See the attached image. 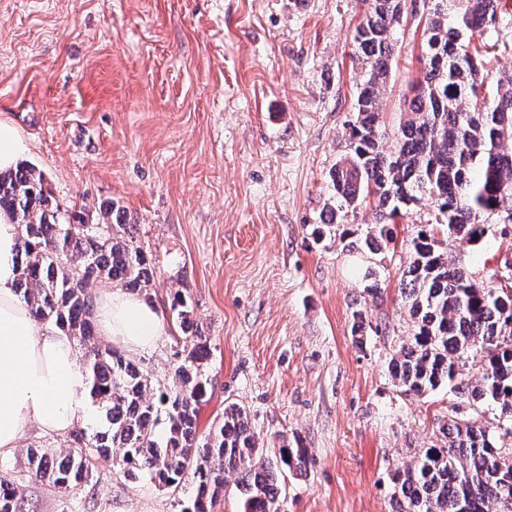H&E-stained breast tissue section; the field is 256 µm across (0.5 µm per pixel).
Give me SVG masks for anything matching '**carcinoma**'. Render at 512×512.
<instances>
[{"mask_svg": "<svg viewBox=\"0 0 512 512\" xmlns=\"http://www.w3.org/2000/svg\"><path fill=\"white\" fill-rule=\"evenodd\" d=\"M354 47L363 64L348 124L347 152L331 173L336 213L372 206L364 238L375 254L387 225L422 201L443 217L448 232L475 242L484 218L512 223V76L485 94L495 40L473 39L502 23L501 0H462L455 12L432 0L426 17L425 76L411 90L398 134L387 144L380 103L396 52L395 30L405 0H363ZM0 210L20 227L16 292L39 321L52 320L75 341L90 396L105 410L108 427L76 430L66 448H31L26 477L65 495L104 470L145 475L165 489L196 484L180 512H216L235 474L240 512H285L280 475L307 465L304 448H281L276 461L261 458L247 412L237 404L204 437L197 405L206 393L210 355L193 309L176 295L172 319L183 333L181 363L163 381L102 343L93 323L90 285L111 281L139 294L154 276L152 262L135 242L136 225L112 202L102 219L65 214L52 206L44 175L29 164L0 172ZM413 260L400 294L415 332L401 347L391 373L402 393L422 396L443 385L474 402H493L512 419V291L485 288L448 260L432 229L412 239ZM478 366L471 380L462 367ZM440 447L426 448L395 479L396 512H512V448L496 447L489 430L448 420ZM20 482L0 471V512H17Z\"/></svg>", "mask_w": 512, "mask_h": 512, "instance_id": "cac0c4a2", "label": "carcinoma"}]
</instances>
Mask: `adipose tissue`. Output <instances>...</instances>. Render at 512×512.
<instances>
[{"instance_id": "obj_1", "label": "adipose tissue", "mask_w": 512, "mask_h": 512, "mask_svg": "<svg viewBox=\"0 0 512 512\" xmlns=\"http://www.w3.org/2000/svg\"><path fill=\"white\" fill-rule=\"evenodd\" d=\"M18 240V225L0 211V454L28 427L67 434L94 419L73 340L34 319L16 293ZM95 314L100 335L131 351L153 347L163 333L157 311L120 288L98 294Z\"/></svg>"}]
</instances>
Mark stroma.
Segmentation results:
<instances>
[{"label": "stroma", "mask_w": 512, "mask_h": 512, "mask_svg": "<svg viewBox=\"0 0 512 512\" xmlns=\"http://www.w3.org/2000/svg\"><path fill=\"white\" fill-rule=\"evenodd\" d=\"M427 14L407 0L396 31L381 103L391 138L424 75ZM362 15L361 0H0V118L18 132L19 160L43 172L61 212L125 208L163 325L132 359L173 375L182 339L170 304L185 296L210 345L199 430L233 402L267 456L306 449L305 470L281 484L287 512H393L395 472L440 444L452 417L512 448L496 405L444 387L407 396L389 370L415 330L399 282L421 226L489 288L512 281V226L489 218L468 242L416 205L376 255L361 248L369 209L316 233L354 118ZM194 490L115 470L64 498L24 484L18 507L180 512Z\"/></svg>", "instance_id": "35a3bbf8"}]
</instances>
